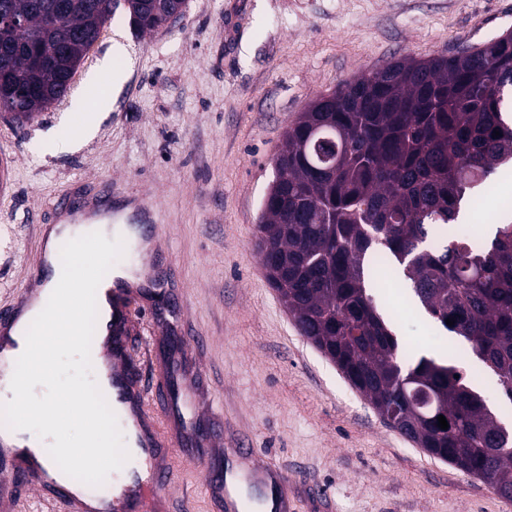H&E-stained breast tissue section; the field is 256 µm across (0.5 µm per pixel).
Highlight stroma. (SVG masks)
<instances>
[{"label": "stroma", "instance_id": "1", "mask_svg": "<svg viewBox=\"0 0 512 512\" xmlns=\"http://www.w3.org/2000/svg\"><path fill=\"white\" fill-rule=\"evenodd\" d=\"M512 30V0H189L184 18L142 35L123 12L104 24L60 101L25 125L0 116V308L26 288L37 227L72 185L111 180L159 220V271L184 294L183 335L200 337L201 435L248 448L291 477L288 512H512L480 478L389 428L298 332L255 243L273 157L316 96L388 61L445 54ZM111 98L83 135L80 101ZM403 281L380 290L404 342L474 374L487 404L511 405L497 376L456 354L457 337L411 305ZM60 389L91 367L68 347L47 363ZM178 512H219L197 472L169 454Z\"/></svg>", "mask_w": 512, "mask_h": 512}]
</instances>
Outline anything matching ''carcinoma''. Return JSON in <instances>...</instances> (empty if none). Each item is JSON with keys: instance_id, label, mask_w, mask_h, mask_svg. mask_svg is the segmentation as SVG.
<instances>
[{"instance_id": "cac0c4a2", "label": "carcinoma", "mask_w": 512, "mask_h": 512, "mask_svg": "<svg viewBox=\"0 0 512 512\" xmlns=\"http://www.w3.org/2000/svg\"><path fill=\"white\" fill-rule=\"evenodd\" d=\"M182 3L127 0L125 11L144 33ZM115 8L114 0H0V16H24L49 60L33 64L23 35L0 49V100L14 104V121L62 96ZM317 128L327 138L318 147ZM273 162L258 249L301 334L380 415L395 414L394 429L511 500L512 429L461 368L402 347L372 291L399 274L512 401V222L480 244L428 245L432 227L455 223L512 163V31L448 56L390 61L318 96ZM410 379L430 387L432 401L411 396Z\"/></svg>"}]
</instances>
